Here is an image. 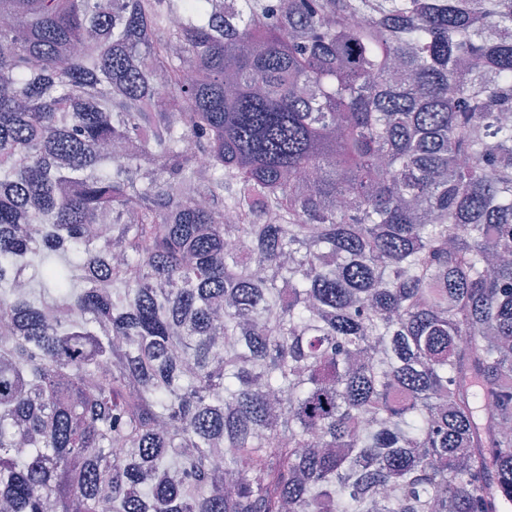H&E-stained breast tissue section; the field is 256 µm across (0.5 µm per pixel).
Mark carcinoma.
I'll list each match as a JSON object with an SVG mask.
<instances>
[{"label": "carcinoma", "instance_id": "1", "mask_svg": "<svg viewBox=\"0 0 512 512\" xmlns=\"http://www.w3.org/2000/svg\"><path fill=\"white\" fill-rule=\"evenodd\" d=\"M509 115L512 0H0V502L501 512Z\"/></svg>", "mask_w": 512, "mask_h": 512}]
</instances>
